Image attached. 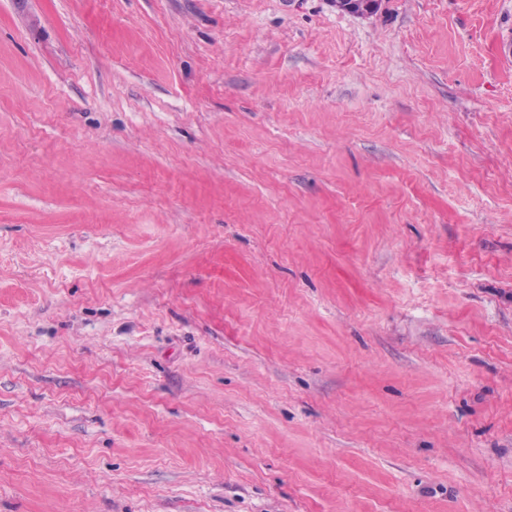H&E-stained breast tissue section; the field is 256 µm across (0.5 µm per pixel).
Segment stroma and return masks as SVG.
<instances>
[{
	"label": "stroma",
	"mask_w": 512,
	"mask_h": 512,
	"mask_svg": "<svg viewBox=\"0 0 512 512\" xmlns=\"http://www.w3.org/2000/svg\"><path fill=\"white\" fill-rule=\"evenodd\" d=\"M0 512H512V0H0ZM336 9L358 17H366L379 11L381 0H335Z\"/></svg>",
	"instance_id": "obj_1"
}]
</instances>
